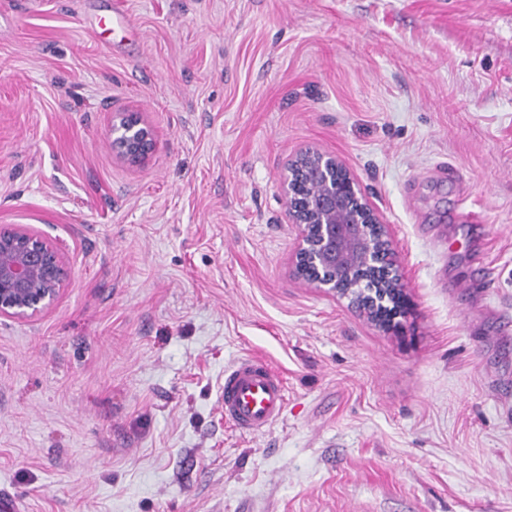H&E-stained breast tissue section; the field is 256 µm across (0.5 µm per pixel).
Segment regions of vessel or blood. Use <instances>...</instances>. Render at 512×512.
<instances>
[{"label": "vessel or blood", "mask_w": 512, "mask_h": 512, "mask_svg": "<svg viewBox=\"0 0 512 512\" xmlns=\"http://www.w3.org/2000/svg\"><path fill=\"white\" fill-rule=\"evenodd\" d=\"M285 406V381L264 359L246 356L225 369L224 419L240 433L266 432L282 418Z\"/></svg>", "instance_id": "b4317fda"}]
</instances>
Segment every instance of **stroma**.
I'll return each instance as SVG.
<instances>
[{
  "mask_svg": "<svg viewBox=\"0 0 512 512\" xmlns=\"http://www.w3.org/2000/svg\"><path fill=\"white\" fill-rule=\"evenodd\" d=\"M29 0L0 24V227L65 256L0 318L16 512H512V0ZM156 148L132 165L112 115ZM340 157L411 300L385 332L291 272L279 178ZM452 167L449 176L441 170ZM286 381L270 430L224 370ZM110 135L112 151L130 163L147 159L155 147L153 128L137 112L113 113ZM286 384L262 358L246 356L224 370V421L245 435L262 434L283 416Z\"/></svg>",
  "mask_w": 512,
  "mask_h": 512,
  "instance_id": "1",
  "label": "stroma"
}]
</instances>
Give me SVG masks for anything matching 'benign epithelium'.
Here are the masks:
<instances>
[{
  "instance_id": "1",
  "label": "benign epithelium",
  "mask_w": 512,
  "mask_h": 512,
  "mask_svg": "<svg viewBox=\"0 0 512 512\" xmlns=\"http://www.w3.org/2000/svg\"><path fill=\"white\" fill-rule=\"evenodd\" d=\"M112 151L130 163L147 159L155 134L136 112H114ZM287 222L297 230L291 255L298 280L323 288L380 328L393 331L408 312L390 226L337 156L315 146L288 158L280 179ZM63 255L26 225L0 228V317L26 319L51 309L66 280ZM371 281L368 294L356 282Z\"/></svg>"
}]
</instances>
